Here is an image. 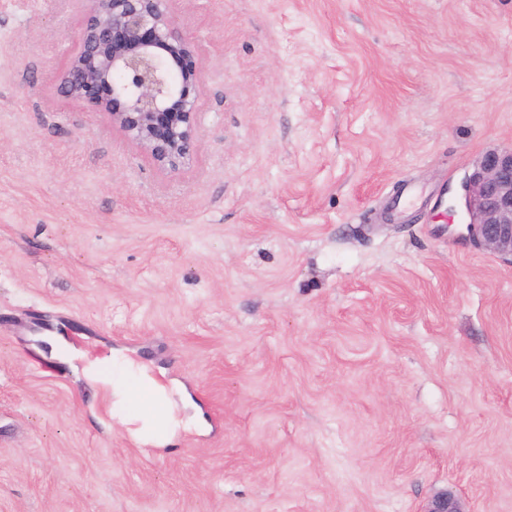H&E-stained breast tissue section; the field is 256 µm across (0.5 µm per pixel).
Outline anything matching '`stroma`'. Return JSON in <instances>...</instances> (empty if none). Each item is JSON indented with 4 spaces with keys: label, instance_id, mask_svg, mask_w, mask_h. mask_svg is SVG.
I'll return each instance as SVG.
<instances>
[{
    "label": "stroma",
    "instance_id": "35a3bbf8",
    "mask_svg": "<svg viewBox=\"0 0 512 512\" xmlns=\"http://www.w3.org/2000/svg\"><path fill=\"white\" fill-rule=\"evenodd\" d=\"M168 8L202 71L176 172L60 96L85 0H0V512H512V262L448 211L512 147V0ZM102 350L207 430L135 438Z\"/></svg>",
    "mask_w": 512,
    "mask_h": 512
}]
</instances>
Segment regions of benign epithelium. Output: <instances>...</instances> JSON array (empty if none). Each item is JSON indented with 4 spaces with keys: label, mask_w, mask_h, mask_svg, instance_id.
Segmentation results:
<instances>
[{
    "label": "benign epithelium",
    "mask_w": 512,
    "mask_h": 512,
    "mask_svg": "<svg viewBox=\"0 0 512 512\" xmlns=\"http://www.w3.org/2000/svg\"><path fill=\"white\" fill-rule=\"evenodd\" d=\"M60 93L110 118L112 126L170 172L190 160L201 71L191 40L171 21L169 0H87ZM470 243L512 262V148L486 152L465 174L451 209ZM424 512H465L448 492Z\"/></svg>",
    "instance_id": "1"
}]
</instances>
